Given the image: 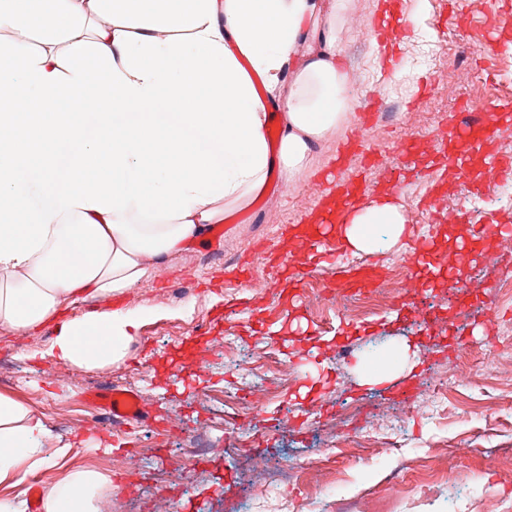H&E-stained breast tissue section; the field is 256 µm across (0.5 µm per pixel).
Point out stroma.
Masks as SVG:
<instances>
[{
  "mask_svg": "<svg viewBox=\"0 0 512 512\" xmlns=\"http://www.w3.org/2000/svg\"><path fill=\"white\" fill-rule=\"evenodd\" d=\"M496 9L491 26L476 0H345L336 51L343 72L362 77L358 102L377 104L368 119L347 113L311 146L298 177L233 205L223 236L150 263L135 287L78 301L32 332L0 324V362L22 378L0 383V394L43 419L52 447L67 450L60 466L29 472L26 512H43L45 491L85 468L110 480L102 512H170L168 498L126 487L122 477L137 470L138 448L179 462L193 427L206 432L201 463L192 487L174 491L186 512H512V301L492 289L512 260V233L475 240L456 275L459 294L449 295L447 276L411 269L370 317L339 314L323 300L336 292L337 266L382 272L418 225H430L440 254L446 237L463 230L512 225V193L480 179L482 155L462 174L437 147L452 116L504 105L495 147L512 159V0ZM386 12L417 26L395 27L384 47L370 31ZM445 36L473 43L474 52L455 67L439 65ZM338 164L344 178H363L361 207L399 205L405 232L393 241L379 229L370 251L317 264L301 252L296 227L314 216L319 177ZM114 310L133 316L122 359L80 368L47 355L64 322ZM376 343L407 346L413 368L362 382V358ZM462 346L466 367L478 372L468 385L448 375V355ZM289 367L300 375L295 385L272 393L243 384ZM116 380L140 394L149 423L119 432L97 414L93 395ZM343 406L357 419L341 421ZM244 407V430L271 472H254L251 451L213 450L219 419ZM408 460L422 461V476L392 499L390 479Z\"/></svg>",
  "mask_w": 512,
  "mask_h": 512,
  "instance_id": "35a3bbf8",
  "label": "stroma"
}]
</instances>
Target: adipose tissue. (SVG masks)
Here are the masks:
<instances>
[{"label":"adipose tissue","mask_w":512,"mask_h":512,"mask_svg":"<svg viewBox=\"0 0 512 512\" xmlns=\"http://www.w3.org/2000/svg\"><path fill=\"white\" fill-rule=\"evenodd\" d=\"M345 0H0V323L35 330L81 298L137 284L227 204L291 180L351 111L334 44L309 45ZM284 133L271 143L267 101ZM404 231L384 201L345 244ZM127 312L71 320L49 347L78 367L123 354ZM46 424L0 394V483L52 467ZM106 477L75 471L44 512H100Z\"/></svg>","instance_id":"obj_1"}]
</instances>
